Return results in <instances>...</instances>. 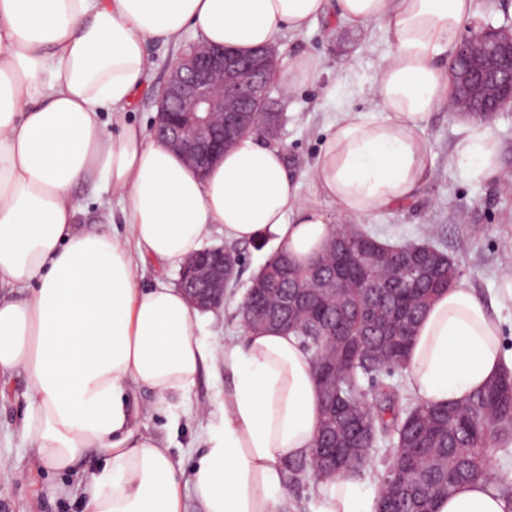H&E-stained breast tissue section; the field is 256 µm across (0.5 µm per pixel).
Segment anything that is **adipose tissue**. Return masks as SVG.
<instances>
[{
	"label": "adipose tissue",
	"mask_w": 512,
	"mask_h": 512,
	"mask_svg": "<svg viewBox=\"0 0 512 512\" xmlns=\"http://www.w3.org/2000/svg\"><path fill=\"white\" fill-rule=\"evenodd\" d=\"M474 0H0V373L22 370L24 438L51 470L100 459L83 488L87 512H284V465L305 459L321 417L309 352L295 334L253 329L216 347L197 309L141 267H181L211 225L227 244L271 240L297 266L339 224L411 203L433 165L423 135L451 99L448 61ZM383 24L390 45L370 85L379 114L340 106L307 181L280 146L240 136L198 174L125 118L148 78L149 40L241 52L300 35L329 12ZM321 56L288 59L285 93L320 83ZM501 146L475 119L450 157L468 179L502 178ZM111 188L132 232L78 226V183ZM465 283L437 294L403 371L419 401L464 402L505 371L499 301ZM224 388L198 409L202 452L183 478L168 448L141 432L129 391L188 396L202 371ZM316 512H378L367 474L320 481ZM436 512H512L494 479L459 486Z\"/></svg>",
	"instance_id": "obj_1"
}]
</instances>
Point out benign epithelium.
<instances>
[{
  "label": "benign epithelium",
  "mask_w": 512,
  "mask_h": 512,
  "mask_svg": "<svg viewBox=\"0 0 512 512\" xmlns=\"http://www.w3.org/2000/svg\"><path fill=\"white\" fill-rule=\"evenodd\" d=\"M275 48L263 47L245 56L215 46H198L170 70L158 103L153 132L171 149L200 170L240 132L252 128L250 115L270 110V78L277 70ZM448 69L456 94L468 95L476 111L491 118L512 107V23L498 27L474 21L457 45ZM391 263L402 280L413 268L403 253H392ZM233 264L216 248L208 259L184 263L178 285L200 311L224 304ZM312 280L319 288H340L334 277H324L323 261L313 262ZM273 272L263 266L250 292L264 294Z\"/></svg>",
  "instance_id": "obj_1"
}]
</instances>
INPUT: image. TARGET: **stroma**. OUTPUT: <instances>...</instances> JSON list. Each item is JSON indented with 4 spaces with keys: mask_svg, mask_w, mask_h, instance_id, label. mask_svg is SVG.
Instances as JSON below:
<instances>
[{
    "mask_svg": "<svg viewBox=\"0 0 512 512\" xmlns=\"http://www.w3.org/2000/svg\"><path fill=\"white\" fill-rule=\"evenodd\" d=\"M288 52H312L324 60L323 82L287 95L281 88L272 92L273 109L281 115L277 145L287 152L296 173L308 174L327 125L340 105L349 104L375 116L377 106L368 92L383 57L389 50L383 28L377 24L354 28L337 18H322L299 36L283 39ZM193 36L182 44L150 41L147 54L149 79L139 101L128 113L129 121L151 126L157 101L170 67L184 50L195 45ZM335 97H327L328 87ZM491 128L502 147V164L507 178L493 183H475L449 162V155L464 134L463 122L448 110L434 112L424 128L434 154L433 168L418 196L398 210L363 220L362 228L383 241L404 239L419 242L434 235L443 249L459 264L465 280L476 295L491 301L504 271H512V109L492 118ZM74 199L82 209L79 226L85 230L101 226L128 236L119 209H106L101 199L111 197L108 189L92 190L79 185ZM242 259L240 282L226 296L223 306L202 313L201 331L223 345L225 336L240 335L243 328L239 304L246 285L268 258L264 243L238 248ZM220 386L209 374H201L188 397L169 396L158 401L145 389L135 390L132 404L138 411L142 431L160 439L169 448L183 473H190L196 458L194 448L204 427L195 410L207 404ZM27 404L26 379L16 371L0 376V512H84L85 501L77 490L96 464L89 457L74 470L57 473L41 466L35 448L21 433V416Z\"/></svg>",
    "mask_w": 512,
    "mask_h": 512,
    "instance_id": "1",
    "label": "stroma"
}]
</instances>
